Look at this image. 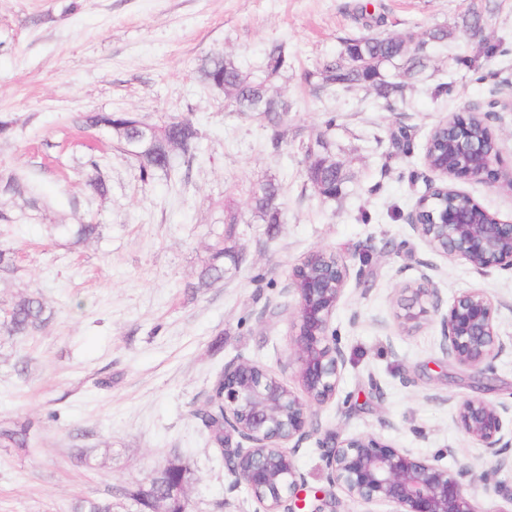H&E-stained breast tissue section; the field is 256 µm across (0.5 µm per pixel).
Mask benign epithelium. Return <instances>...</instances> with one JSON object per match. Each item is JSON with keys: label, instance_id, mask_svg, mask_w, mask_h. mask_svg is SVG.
Returning a JSON list of instances; mask_svg holds the SVG:
<instances>
[{"label": "benign epithelium", "instance_id": "1", "mask_svg": "<svg viewBox=\"0 0 512 512\" xmlns=\"http://www.w3.org/2000/svg\"><path fill=\"white\" fill-rule=\"evenodd\" d=\"M450 115L437 125L448 130L457 156L453 169L426 163L434 175L423 198L441 187L453 193L448 180H483L492 175L498 150L470 134V110ZM410 223L431 250L453 262L484 271L512 269V223L490 215L481 205L415 208ZM326 250L305 256L292 271L298 302L292 349L303 395L291 391L263 366L235 362L224 368V459L235 477L261 507L260 512H297L305 508L300 492L303 478L293 456L299 444L318 431L313 407L336 396L346 368V355L330 333L332 316L350 278L345 260L314 274ZM440 317L443 352L457 365L479 374L493 370L504 345L496 326L492 299L481 289L458 293L442 310L431 278L424 274L408 302L401 304V324L416 326L430 313ZM512 406L484 398L456 402L454 421L473 442L500 456L512 446L504 440L505 414ZM322 455L329 486L346 498L387 512H507L484 509L477 490L489 492L494 469L476 471L462 464L452 471L436 458L414 455L370 435L339 437L323 442Z\"/></svg>", "mask_w": 512, "mask_h": 512}]
</instances>
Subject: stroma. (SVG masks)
Instances as JSON below:
<instances>
[{"label":"stroma","mask_w":512,"mask_h":512,"mask_svg":"<svg viewBox=\"0 0 512 512\" xmlns=\"http://www.w3.org/2000/svg\"><path fill=\"white\" fill-rule=\"evenodd\" d=\"M469 0H0V173L27 186L0 195V305L40 293L49 319L31 336L0 335V428L28 425L26 447L0 446V512H70L77 498L111 499L133 512L131 492L181 459L191 471L189 512H258L196 417L225 366L249 361L300 391L289 350L297 296L293 267L310 252L340 253L350 268L335 330L349 359L335 398L316 410L318 431L294 455L307 494L328 490L321 455L327 432L369 434L456 468L495 466L512 490V463L476 447L453 421L455 402L481 395L512 403V270L484 272L433 252L409 224L430 173L424 147L463 103L487 106L512 80V0H480L485 39L502 54L476 58L461 17ZM445 26L426 68L406 81L397 111L362 90L319 89L312 76L366 34ZM284 45L290 68L270 80L288 101L278 130L237 112L199 68L213 54L261 74ZM486 80H479V73ZM450 82L452 95L435 97ZM92 112H129L143 122L177 118L200 131L201 162L140 176ZM496 182L458 180L457 190L512 222V112L487 120ZM407 128L410 154L391 135ZM343 165L336 198L307 177L316 139ZM101 171L108 191L88 184ZM278 182L281 221H253L247 191ZM100 224L75 244L59 224ZM224 240V277L198 287L209 245ZM429 275L442 304L484 290L498 308L505 350L480 376L451 362L440 324L427 316L404 332L406 286Z\"/></svg>","instance_id":"35a3bbf8"}]
</instances>
